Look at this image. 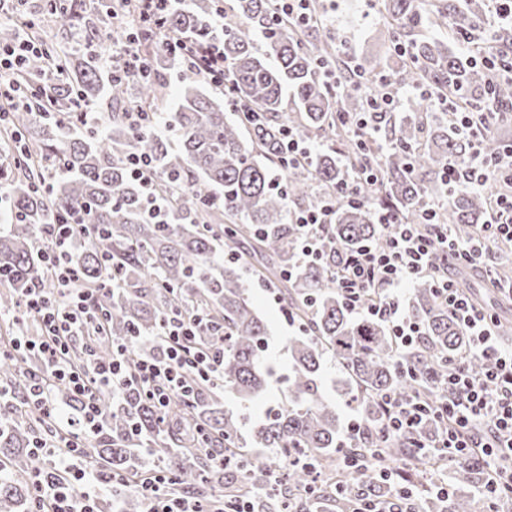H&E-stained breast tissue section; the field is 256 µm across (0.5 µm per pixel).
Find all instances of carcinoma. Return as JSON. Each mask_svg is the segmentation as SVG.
Returning <instances> with one entry per match:
<instances>
[{"label": "carcinoma", "instance_id": "cac0c4a2", "mask_svg": "<svg viewBox=\"0 0 512 512\" xmlns=\"http://www.w3.org/2000/svg\"><path fill=\"white\" fill-rule=\"evenodd\" d=\"M66 0H46L44 13L30 32L50 44L47 20L65 13ZM484 0H378L390 48L388 63L365 69L371 92L380 91V76L403 90L405 112L386 119L380 143L359 149L346 129L336 125L339 99L360 112L366 98L346 92L353 77L330 36L316 29L297 32L277 23L272 0H190L165 14L163 28L190 42L224 44V64L232 96L263 117L232 109L224 93L209 92L195 71L179 67L178 93L166 111L167 131L134 130L127 113L161 111L168 71L176 60L153 41L144 43L148 74L109 78L97 59L75 47L53 56H32L20 80L50 90L51 112L23 102L5 128L21 135L25 163L14 173H0V192L8 203L9 222L0 231V310L14 309L22 290L42 279L52 284L37 257L44 229L67 217L83 242L71 253L78 279L71 287L96 296L107 315L106 328L94 345L96 357L112 358L123 343L129 361L160 348L142 342L159 322L174 313L207 317L210 332L224 334V389L234 393L241 410H224V393L199 378L194 396L176 397L166 412L130 395L99 394L106 414L103 430L90 437L83 452L94 466L145 480L162 469L172 475L174 493L202 499L224 488V502L244 493L256 512H351L363 494L387 498L391 486L377 467L404 463L418 472L434 463L427 448L410 444L380 449L377 466L351 473L340 462L354 463L377 444L383 421L374 396L385 392L430 393L446 374L448 357L469 349L470 337L439 306L425 281L413 287L410 313L422 320L424 336L402 353L384 324L353 316L336 293L331 272L336 254L298 268L294 246L301 230L289 223V210L319 205L362 153H379L382 179L357 184L362 202L341 204L328 235L340 247L377 238L376 213L387 209L417 220L427 196L445 201L442 221L462 233L488 220L487 194L452 191L442 178L452 158L468 152L467 141L443 124H424L419 113L434 102L423 87L458 103V90L471 98L502 104L512 101V82L491 83L488 70L464 60L444 35L424 37L430 25L471 33L484 12ZM224 12V25L213 18ZM339 70L343 87L327 85L325 70ZM109 103L105 121L88 129L75 114V104L97 112ZM292 128L303 139L320 144L309 163L282 166L281 131ZM340 139L339 153L331 141ZM131 153L152 159L155 196L164 211L152 221L146 194L126 168ZM281 171V187L272 184ZM251 268L263 279L281 284L280 297L308 334L288 339V376L283 399L253 428L255 444L276 451L257 457L241 441L249 422L246 409L275 378L267 358L269 332L249 300ZM336 363L341 403L358 414L365 436L348 437V423L324 384L327 361ZM29 363L14 354L0 360V384L15 399L0 402V457L15 473L0 476V512H29L31 493L23 474L33 470L29 448L45 437V416L19 406L29 378ZM203 427L208 446L239 464L241 479L224 480L214 455L191 448L196 428ZM283 469L278 483L270 472ZM483 480L479 461L468 459L454 472V491L444 500L432 492L414 494L417 512H474L468 489ZM322 483L340 492L302 497L309 484ZM112 494L121 512H144L143 498L129 485Z\"/></svg>", "mask_w": 512, "mask_h": 512}]
</instances>
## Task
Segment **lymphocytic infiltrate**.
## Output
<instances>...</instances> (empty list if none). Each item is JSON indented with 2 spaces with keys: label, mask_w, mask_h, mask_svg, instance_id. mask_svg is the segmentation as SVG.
I'll return each instance as SVG.
<instances>
[{
  "label": "lymphocytic infiltrate",
  "mask_w": 512,
  "mask_h": 512,
  "mask_svg": "<svg viewBox=\"0 0 512 512\" xmlns=\"http://www.w3.org/2000/svg\"><path fill=\"white\" fill-rule=\"evenodd\" d=\"M132 30L112 56L102 58L103 68L133 75L144 72L145 63L135 50L141 35L155 30L170 0H136ZM166 50L205 80L225 87L224 48L209 42L192 45L173 39ZM41 44L19 36L11 45H0V105L15 101L20 88L17 75L28 56L42 53ZM399 98L390 91L373 98L367 112L353 116L336 111L338 125L347 127L358 145L376 140L386 113L396 111ZM497 116L492 112L462 107L449 114L458 134L470 142L468 156L449 160L443 177L460 190L476 191L498 182H512V144L489 157L483 142ZM375 183L380 178L376 159H364L357 173L346 174L334 191L326 193L316 210H293L290 223L301 235L296 260L303 263L324 255L330 248L326 228L338 205L359 203L358 179ZM491 219L476 225L469 235H461L452 225L441 223L436 208L423 212V220L411 223L391 211L377 216L378 239L356 248L337 250L333 284L349 310L360 317L383 322L395 336L399 350L415 346L425 333L424 323L404 308L406 290L414 282L428 281L440 303L471 339L468 352L449 359L447 376L434 395L385 393L377 403L385 416L379 442L408 439L420 448H434L448 459L476 455L483 459L487 478L482 495L488 506L498 499H512V347L505 346L497 332V312L471 297L461 288L453 272L460 268L482 273L491 287L512 294V284H502L499 266L506 246L512 245V194L498 195L491 201ZM71 225L53 229L38 249L40 260L53 272L54 287L35 283L24 291L22 314L39 322L42 333H20L10 340L14 353L33 357L25 405L44 415L58 414L57 385L69 388L80 402L76 426L68 432L67 450L57 453L46 439H34L33 457L56 455L52 469H35L30 478V512H104L105 494L116 476L90 465L84 457L86 441L99 433L105 414L99 403L101 392L132 393L164 409L173 396H191L184 380L192 373L204 379L222 381L223 336L210 343H196L201 317H169L152 340L165 349L164 357L148 354L129 363L125 345H115L108 361L90 360L87 369L75 370L68 354L76 338L86 328L101 324L104 316L93 295L73 292L70 284L77 271L67 262L73 246ZM474 358L488 363L483 373L470 369ZM435 416L442 427L436 436L424 438L419 429L424 420ZM169 478L157 474L138 487L146 503L145 512H204L199 501L172 497L166 486Z\"/></svg>",
  "instance_id": "1"
}]
</instances>
